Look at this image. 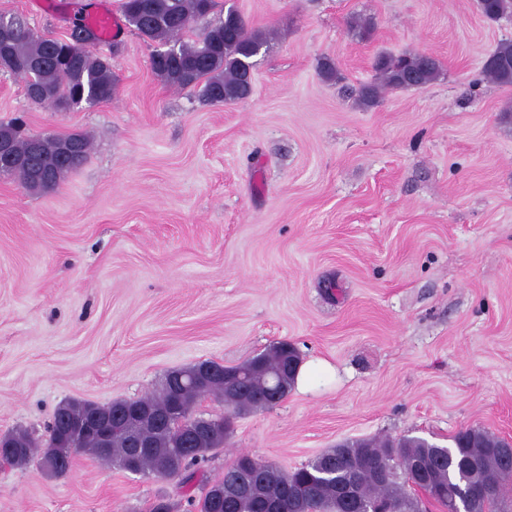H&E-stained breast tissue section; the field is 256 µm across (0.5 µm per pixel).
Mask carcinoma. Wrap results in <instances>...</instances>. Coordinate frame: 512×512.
<instances>
[{"label": "carcinoma", "instance_id": "carcinoma-1", "mask_svg": "<svg viewBox=\"0 0 512 512\" xmlns=\"http://www.w3.org/2000/svg\"><path fill=\"white\" fill-rule=\"evenodd\" d=\"M477 8L492 22L512 17V0H477ZM119 11L126 25L153 46L151 70L167 85L180 90L197 88L201 100L212 105L241 102L251 96L249 73L255 69L256 57L268 50L271 33L249 27L239 12L224 9L218 0H120ZM7 20L11 30L0 34V70L24 80L31 104L65 108L112 99L114 51L95 54L88 50L97 41L94 29L77 21L61 39L40 32L22 16L11 15ZM349 25L360 39L372 38L371 20L353 16ZM372 68L374 80L361 85L357 94V104L364 109L376 105L388 90L426 87L438 80L442 71L437 58H425L414 51L380 53ZM318 72L327 82L341 80L336 63L329 57L320 60ZM481 76L489 84L512 87V40L497 44L483 63ZM0 133L10 135L17 156H29L35 137L25 134L20 119L1 123ZM42 139L45 147L38 163L21 164L13 175L23 186L35 188L38 175L55 172L57 177L40 187L47 191L58 186L77 164L62 165L57 151L62 137L44 135ZM288 347V341H280L240 365L217 364L210 376L199 375L197 364L173 369L155 392L131 402L110 403L109 407L117 411L136 409L141 417L113 422L107 449L101 448L91 433L73 432L68 438L73 447L123 469L132 453L125 425H135L151 445L140 460V474L176 478L187 490L201 483L199 499L187 498L196 512H267L272 505L282 512H340L346 494L362 506L383 512H424L427 503L444 512H458L462 506L470 512H512V462L501 456L499 436L480 428L458 432L449 448L409 434L351 439L292 471L241 453L224 476L235 474L247 484L248 491L224 503L225 480H208L205 464L224 447L232 418L241 408L267 407L262 398L266 377L279 380L283 397L294 387L295 374L290 367L298 366V361ZM246 371L249 379L245 385L231 388L224 380L226 372ZM191 374L197 376L194 383L176 386L178 379L185 380ZM207 396L224 403V423L216 425L195 451L184 453L190 427L203 421V416L195 414V403ZM97 407L99 404L88 401L61 403L43 441L25 428L13 430L5 435L7 448L0 453V462L22 468L63 452L54 446L59 423L65 418L76 420ZM153 413L165 415L170 421L158 425L150 418ZM324 455L336 456V468L323 466ZM393 456L397 472L380 478V464ZM418 462L429 468L424 499L411 494L409 486L411 481L418 482ZM476 484L489 488L490 497L473 504L469 492Z\"/></svg>", "mask_w": 512, "mask_h": 512}]
</instances>
